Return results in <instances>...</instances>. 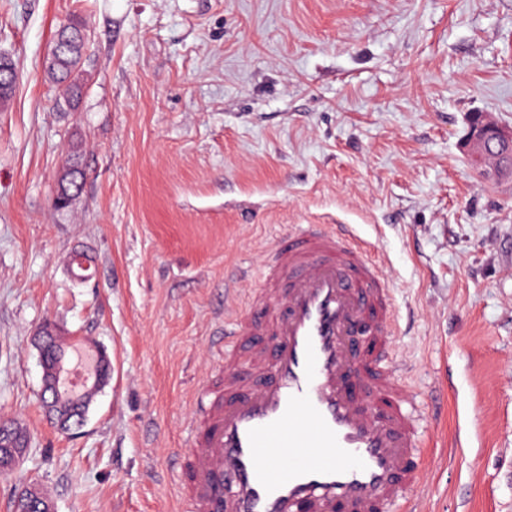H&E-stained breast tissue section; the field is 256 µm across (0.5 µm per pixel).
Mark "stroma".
Here are the masks:
<instances>
[{
    "instance_id": "stroma-1",
    "label": "stroma",
    "mask_w": 512,
    "mask_h": 512,
    "mask_svg": "<svg viewBox=\"0 0 512 512\" xmlns=\"http://www.w3.org/2000/svg\"><path fill=\"white\" fill-rule=\"evenodd\" d=\"M72 18L89 34L75 109L46 74ZM0 55L18 67L0 111V416L31 438L0 512L23 482L55 512H185L195 391L295 224L376 245L389 349L435 453L423 512H512V180L463 149L472 114L512 127V0H0ZM75 145L86 177L58 211ZM46 322L112 365L68 433L40 403Z\"/></svg>"
}]
</instances>
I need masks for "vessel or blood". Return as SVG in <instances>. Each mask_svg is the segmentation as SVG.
<instances>
[{"label": "vessel or blood", "mask_w": 512, "mask_h": 512, "mask_svg": "<svg viewBox=\"0 0 512 512\" xmlns=\"http://www.w3.org/2000/svg\"><path fill=\"white\" fill-rule=\"evenodd\" d=\"M244 319L224 325V372L196 395L180 462L188 512H389L427 457L386 346L381 263L329 224L265 255Z\"/></svg>", "instance_id": "1"}]
</instances>
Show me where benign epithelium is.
Returning <instances> with one entry per match:
<instances>
[{
	"label": "benign epithelium",
	"instance_id": "1",
	"mask_svg": "<svg viewBox=\"0 0 512 512\" xmlns=\"http://www.w3.org/2000/svg\"><path fill=\"white\" fill-rule=\"evenodd\" d=\"M497 142L502 155L509 158V165L494 168L492 175L498 178L512 179V127L502 126L483 114L471 118L464 148L474 160H481V152L488 142ZM51 334V326L43 324L35 334L42 368L41 396L50 425L66 432L83 426L93 396L107 383L111 374V363L100 349L86 352L90 370L79 387L74 386L68 377L71 360L70 351L64 349L52 354L46 352V338ZM12 446L16 452L10 462H16L30 447V441L23 440L15 432L14 424L7 419L0 420V447ZM33 500V489L28 485L20 486L16 491V512H29Z\"/></svg>",
	"mask_w": 512,
	"mask_h": 512
}]
</instances>
